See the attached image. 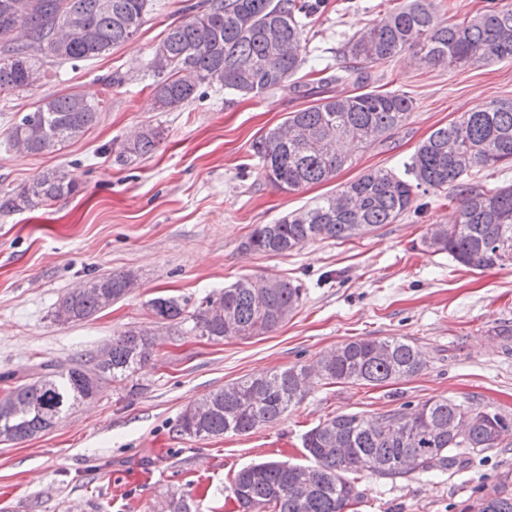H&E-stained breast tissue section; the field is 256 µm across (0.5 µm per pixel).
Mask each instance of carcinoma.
Masks as SVG:
<instances>
[{"instance_id":"cac0c4a2","label":"carcinoma","mask_w":512,"mask_h":512,"mask_svg":"<svg viewBox=\"0 0 512 512\" xmlns=\"http://www.w3.org/2000/svg\"><path fill=\"white\" fill-rule=\"evenodd\" d=\"M151 0H0V99L36 86L45 59L62 66L109 53L134 38ZM325 0H206L202 10L170 26L154 47L148 68L156 80L157 111L171 112L193 101L200 88L220 86L240 96L268 93L307 63L306 27L323 12ZM412 50L430 67L463 68L512 59V6L488 0L478 15L458 23L440 19L433 0H404L354 33L338 52L342 63L329 82L353 85L354 92L329 96L293 112L286 123L253 143L264 178L283 192L336 175L349 153L387 139L408 120L414 105L405 93L367 91L371 69ZM100 102L78 93L47 97L15 122L7 143L19 154L58 151L80 138L99 119ZM162 140L158 127L145 126L118 145L115 160L152 153ZM512 167V100H498L434 130L405 164V176L371 170L313 206L257 224L244 247L285 255L317 239L347 241L410 212L420 188H452L458 204L453 223L432 224L422 243L456 262L491 268L512 265V185L485 191L467 181L483 168ZM79 191L61 168L46 171L19 189L5 192L12 209L52 206ZM247 277L205 297L185 318L174 298L153 301L154 314L213 341L265 335L299 304L300 286L274 279L268 288ZM129 291L127 274L93 277L62 297L55 321H86ZM155 333L128 329L112 337L103 361L90 354L67 364L47 362L25 382H0V439L19 442L45 432L44 409L53 399L65 413L97 391L132 379L151 359ZM426 366L421 351L403 337L356 339L324 352L314 368L293 365L240 379L204 395L177 420L182 437L205 439L244 435L270 426L300 404L314 380L326 385L378 386L417 375ZM459 428L462 435L452 433ZM512 418L486 406L448 398L427 400L374 416L343 413L325 418L304 435L310 465L261 461L234 475L231 490L238 512H350L357 504L352 473L381 478L412 473L401 466L419 458L417 472H445L500 445ZM463 505L492 497L489 512H512L504 485H482ZM164 512H197L183 494L167 492Z\"/></svg>"}]
</instances>
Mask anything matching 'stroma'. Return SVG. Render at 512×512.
<instances>
[{
    "label": "stroma",
    "instance_id": "35a3bbf8",
    "mask_svg": "<svg viewBox=\"0 0 512 512\" xmlns=\"http://www.w3.org/2000/svg\"><path fill=\"white\" fill-rule=\"evenodd\" d=\"M198 2L151 0L134 40L74 67L47 66L37 87L0 101V373L25 379L41 362L65 363L128 328L154 327L158 297L194 304L238 279L269 275L299 284L302 300L276 330L245 340L160 329L150 363L135 377L137 395L110 385L54 430L0 441V512H150L167 490L192 496L199 512H237L234 474L259 461L306 463L303 436L326 417L442 397L512 415V338L500 334L512 328V266L465 267L420 244L429 225L449 223L450 191L418 194L421 213L345 243L313 241L288 255L243 247L255 225L304 209L369 170L403 173L432 131L512 99V60L449 70L396 55L375 69L371 87L413 99L405 126L355 152L334 178L287 193L264 180L252 144L315 105L296 90L310 82L306 70L260 96L204 87L177 110L154 108L151 50ZM400 2L328 0L309 26V67L335 64L350 36ZM72 92L106 99L81 138L52 154L7 148L15 119L43 98ZM148 124L163 131L153 153L116 162L112 146ZM53 168L70 173L77 195L46 210L6 207L4 190ZM126 271L138 286L110 308L80 323L54 321L59 299L79 283ZM387 336L414 343L426 367L398 384L315 385L278 422L248 435L176 436L185 407L214 389L312 363L351 340ZM501 482L512 487L511 434L483 459L439 475L357 473L353 512H460L478 486Z\"/></svg>",
    "mask_w": 512,
    "mask_h": 512
}]
</instances>
